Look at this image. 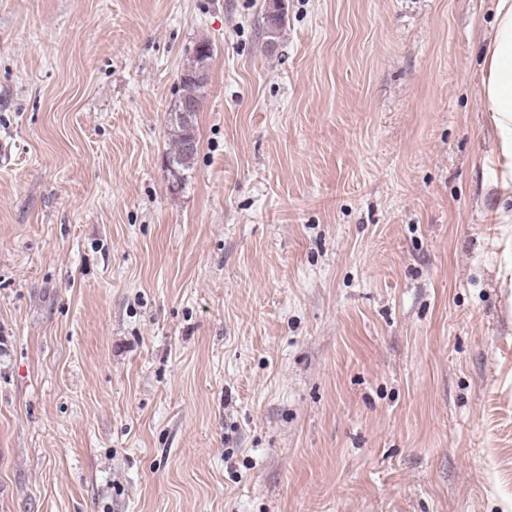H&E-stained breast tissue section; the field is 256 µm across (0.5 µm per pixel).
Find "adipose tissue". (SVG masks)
Segmentation results:
<instances>
[{"mask_svg": "<svg viewBox=\"0 0 512 512\" xmlns=\"http://www.w3.org/2000/svg\"><path fill=\"white\" fill-rule=\"evenodd\" d=\"M480 97L494 125L497 149L492 164L499 171L494 186L501 223H512V0H496L491 32L481 48Z\"/></svg>", "mask_w": 512, "mask_h": 512, "instance_id": "obj_1", "label": "adipose tissue"}]
</instances>
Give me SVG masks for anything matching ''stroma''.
<instances>
[{
	"label": "stroma",
	"mask_w": 512,
	"mask_h": 512,
	"mask_svg": "<svg viewBox=\"0 0 512 512\" xmlns=\"http://www.w3.org/2000/svg\"><path fill=\"white\" fill-rule=\"evenodd\" d=\"M264 4L0 0V512H512L494 0ZM180 85L182 93L178 100L175 102L183 103L188 100L194 103L196 111L190 123L181 122L178 119L176 111L172 108L167 116L168 128L170 130V151L167 156V171L170 176L177 181L181 180L184 172L190 171L196 160L198 153L199 140L196 133L197 115L201 112L204 100L206 98V86L208 79L205 81H198L189 76H184L180 73ZM189 140H194L196 145V152L190 158L186 157L185 150Z\"/></svg>",
	"instance_id": "35a3bbf8"
}]
</instances>
